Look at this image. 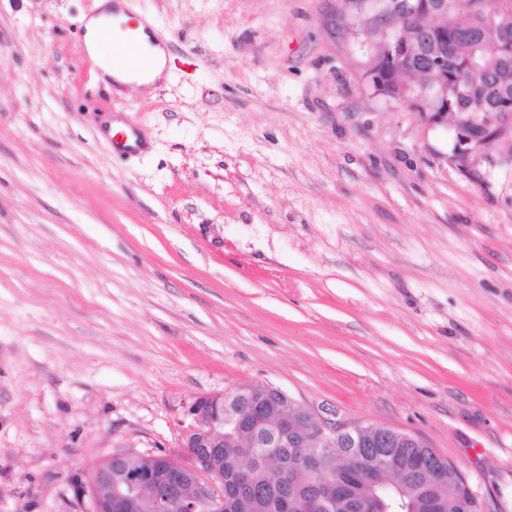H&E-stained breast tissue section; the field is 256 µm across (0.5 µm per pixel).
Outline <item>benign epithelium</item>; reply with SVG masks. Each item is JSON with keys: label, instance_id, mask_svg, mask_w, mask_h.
I'll return each mask as SVG.
<instances>
[{"label": "benign epithelium", "instance_id": "7a95c632", "mask_svg": "<svg viewBox=\"0 0 512 512\" xmlns=\"http://www.w3.org/2000/svg\"><path fill=\"white\" fill-rule=\"evenodd\" d=\"M441 9L440 0H387L382 13L391 19L407 16L427 19ZM378 48L389 61L401 58L410 51V42L401 30L379 31ZM427 71L440 72L438 87L432 97L444 106L429 113V120L441 125L448 121V75L443 73L439 56L431 57ZM260 405V413L251 422L254 438L250 448H266L271 457L272 448L281 447V429L288 430V447L313 448L320 463L311 471L310 489L301 507L304 512H318L332 507L336 497L333 480L336 466V449L349 448L366 467L390 470L394 461L378 452L380 448H422L424 444L412 435L389 427L362 425L341 419H326L317 412L304 408L285 391L265 385L260 394L251 395L249 389L207 394L194 399L187 408L192 424L181 438L187 460L178 462L167 454H155L157 464L145 470L125 467L122 479L112 481V464H120L127 453H117L105 460L94 472V512H225L228 498L224 490V430L239 428L245 408ZM280 424L271 422L272 418ZM428 482L456 487L458 512H487L484 502L473 492L458 467L448 463L441 471L427 463L419 467ZM191 482L192 493L184 492L186 482ZM404 494L393 485H385L379 493L347 498V512H407Z\"/></svg>", "mask_w": 512, "mask_h": 512}]
</instances>
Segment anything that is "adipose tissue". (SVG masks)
<instances>
[{
  "label": "adipose tissue",
  "mask_w": 512,
  "mask_h": 512,
  "mask_svg": "<svg viewBox=\"0 0 512 512\" xmlns=\"http://www.w3.org/2000/svg\"><path fill=\"white\" fill-rule=\"evenodd\" d=\"M87 47L91 55L97 60L104 74L120 84H136L140 87H148L165 76L166 54L164 49L154 44L152 37L146 31L136 33V45L148 51L152 58V68L149 74L139 75L129 72L119 66H111L109 58L112 54V12L108 0H103L101 11L98 15L90 17L86 23Z\"/></svg>",
  "instance_id": "1"
}]
</instances>
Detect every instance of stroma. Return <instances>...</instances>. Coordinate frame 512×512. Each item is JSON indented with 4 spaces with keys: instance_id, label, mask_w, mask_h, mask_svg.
<instances>
[{
    "instance_id": "35a3bbf8",
    "label": "stroma",
    "mask_w": 512,
    "mask_h": 512,
    "mask_svg": "<svg viewBox=\"0 0 512 512\" xmlns=\"http://www.w3.org/2000/svg\"><path fill=\"white\" fill-rule=\"evenodd\" d=\"M176 64L105 82L95 0H0V512H90L268 384L419 438L512 512V164L379 94L348 0H127ZM142 127L116 156L102 120Z\"/></svg>"
}]
</instances>
